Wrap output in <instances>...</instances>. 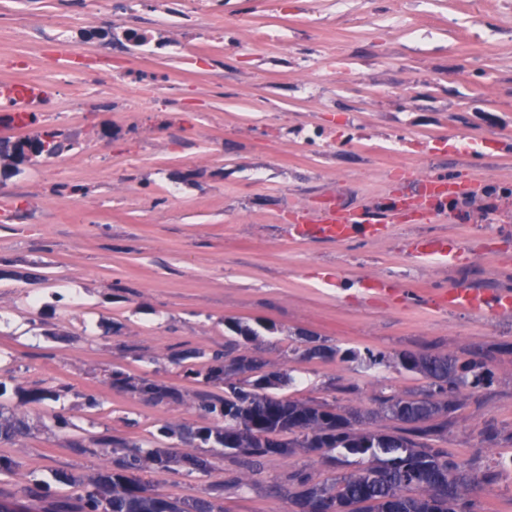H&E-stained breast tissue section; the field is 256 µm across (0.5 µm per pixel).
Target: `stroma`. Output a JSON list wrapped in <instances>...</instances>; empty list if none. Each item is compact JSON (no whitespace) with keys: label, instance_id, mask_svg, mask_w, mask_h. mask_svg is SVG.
Masks as SVG:
<instances>
[{"label":"stroma","instance_id":"1","mask_svg":"<svg viewBox=\"0 0 512 512\" xmlns=\"http://www.w3.org/2000/svg\"><path fill=\"white\" fill-rule=\"evenodd\" d=\"M212 20L224 30V56L172 57L165 47L188 31H154L157 55L137 57L127 25L112 17V54L100 39L70 29L78 62L54 64L15 27L0 26V84L54 87L58 111L95 87L96 68L112 102L90 118L85 136L112 163L103 170L81 153L51 174L0 159V384L66 383L69 393L25 407L30 435L0 448L18 464L4 491L66 470L87 478L108 464L77 453L124 418L137 436L162 425L196 426L199 384L170 362L172 347L220 349L226 319L273 324L244 350L269 367L287 366L285 395L371 410L362 428L392 429L374 414L381 393L420 395L422 376L389 363L372 370L297 354L302 334L341 349L484 355L494 378L462 393L434 447L474 475L497 473L512 453V316L436 310L434 294L454 286L512 292V0H223ZM260 31L287 45H252ZM452 175L466 197L439 216L399 211L385 237L337 242L292 237L293 214L313 217L334 201L378 212L408 194L393 177ZM42 221L25 223L28 210ZM451 239L467 264L415 260L410 242ZM328 269L333 280L318 278ZM399 286L405 297L378 294ZM180 389V403H146L113 391L105 373ZM96 407H89L88 397ZM68 428L54 427L55 416ZM224 512H289V475L326 483L348 472L337 458L300 451L265 460L258 472L221 454ZM247 482L234 486V478ZM212 477L169 470L154 480L169 496L206 495Z\"/></svg>","mask_w":512,"mask_h":512}]
</instances>
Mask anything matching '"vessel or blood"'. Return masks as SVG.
Here are the masks:
<instances>
[{
  "label": "vessel or blood",
  "instance_id": "b4317fda",
  "mask_svg": "<svg viewBox=\"0 0 512 512\" xmlns=\"http://www.w3.org/2000/svg\"><path fill=\"white\" fill-rule=\"evenodd\" d=\"M52 92L48 86L29 82H16L0 86V110L13 112L20 117L31 118L38 112L44 101L50 98ZM426 185L431 186L425 203L429 215L437 216L446 213L449 201L458 199V183L455 180H445L438 177H429ZM393 217L392 212H385L374 216L364 210L339 209L336 211L324 210L310 224L295 225L297 234H319L321 237L346 241L357 236H375L383 234ZM447 254L454 264H462L465 253L457 243L448 241L435 244L422 241L414 244L415 256L424 257L437 252ZM436 305L443 310L467 309L474 312H491L497 315L508 316L512 314V295L500 293L487 296L485 293L467 288L454 287L440 292L435 297Z\"/></svg>",
  "mask_w": 512,
  "mask_h": 512
}]
</instances>
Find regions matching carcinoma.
Returning <instances> with one entry per match:
<instances>
[{"instance_id": "1", "label": "carcinoma", "mask_w": 512, "mask_h": 512, "mask_svg": "<svg viewBox=\"0 0 512 512\" xmlns=\"http://www.w3.org/2000/svg\"><path fill=\"white\" fill-rule=\"evenodd\" d=\"M27 146L34 147L38 156L56 155L64 149L58 133L50 131L0 151V157L18 164ZM227 326L234 336L227 339L222 350L208 353L184 344L170 354L171 362L181 366L184 376L224 388L222 395L200 391L193 400L199 418L214 423L197 427L165 425L159 435L168 440L166 444L158 439L128 438L105 428L90 443L103 452L111 451V465L86 481L80 497L59 498L47 512H224L219 502L222 481L215 484L211 495L177 500L152 480L153 474L175 467L188 474L212 475V448L221 449V454L251 470L268 457H288L298 450L318 452L326 461L336 460L338 454L355 458L358 469L336 478L331 485L316 483L304 472L292 475L295 491L291 512H474L469 490L479 478L462 463L448 459V453L426 443L436 431L426 422L455 409L462 390L491 383L492 374L483 360L461 363L450 355H396L398 365L429 380V388L419 398L395 393L377 398L378 411L399 427L373 433L355 428L353 415L339 413L328 403L280 394L293 383L288 369H269L265 362L241 351V343L258 336L250 324L230 319ZM303 341L302 354L310 357L338 356L364 368L385 362L382 354L341 351L317 342L312 335L304 336ZM106 381L112 389L147 402L183 401L179 389L136 379L119 369L107 371ZM67 391L68 386L61 383L15 389L19 406L55 402ZM29 431L18 406L0 402V445L13 444ZM175 442L191 444L201 452L176 456L170 451ZM70 447L89 450L80 439L71 441ZM43 494V484L32 480L11 496L36 500Z\"/></svg>"}]
</instances>
